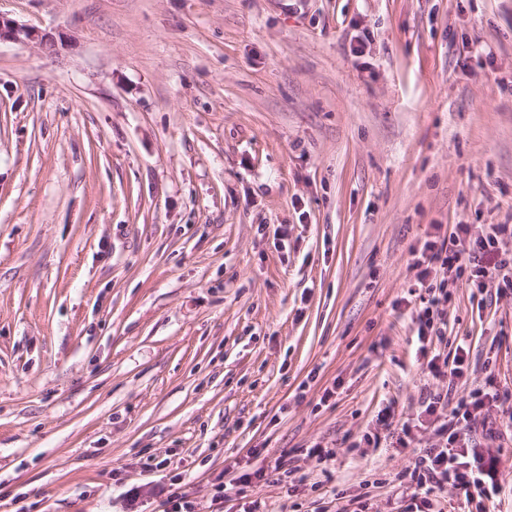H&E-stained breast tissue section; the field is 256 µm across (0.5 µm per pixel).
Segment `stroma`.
<instances>
[{"mask_svg": "<svg viewBox=\"0 0 512 512\" xmlns=\"http://www.w3.org/2000/svg\"><path fill=\"white\" fill-rule=\"evenodd\" d=\"M0 16L57 39L0 44V512H404L424 398L512 392V294L452 288L451 389L405 300L436 226L512 217V0Z\"/></svg>", "mask_w": 512, "mask_h": 512, "instance_id": "obj_1", "label": "stroma"}]
</instances>
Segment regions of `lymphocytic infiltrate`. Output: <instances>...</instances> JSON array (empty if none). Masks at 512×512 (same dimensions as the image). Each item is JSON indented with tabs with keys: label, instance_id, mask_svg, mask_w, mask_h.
Wrapping results in <instances>:
<instances>
[{
	"label": "lymphocytic infiltrate",
	"instance_id": "lymphocytic-infiltrate-1",
	"mask_svg": "<svg viewBox=\"0 0 512 512\" xmlns=\"http://www.w3.org/2000/svg\"><path fill=\"white\" fill-rule=\"evenodd\" d=\"M408 267L414 273L410 294L419 298L415 308L418 359L423 373L436 380L455 381L464 374L469 356L456 346L453 357H443L432 335L449 298V285L472 277L477 287L512 290V224H486L480 232L456 225L453 232L425 241L410 251ZM433 426V442L408 469L411 502L433 506V498L448 488L462 490L475 512H487L486 503L500 485L490 477L494 454L489 447L512 429V394L500 391L494 380L449 404L447 398H428L425 409Z\"/></svg>",
	"mask_w": 512,
	"mask_h": 512
}]
</instances>
